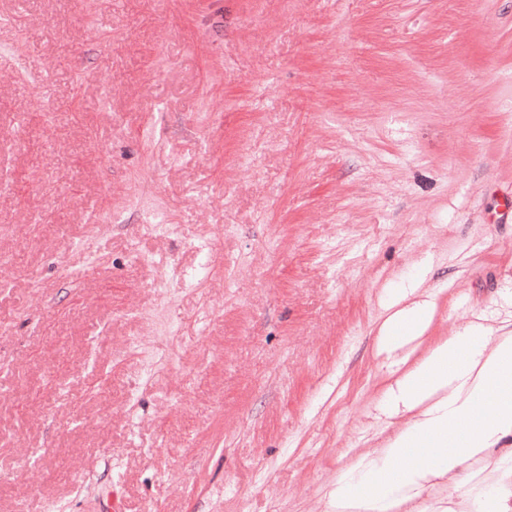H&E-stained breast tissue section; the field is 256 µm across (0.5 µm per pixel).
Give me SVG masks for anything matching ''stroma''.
I'll return each mask as SVG.
<instances>
[{
  "instance_id": "stroma-1",
  "label": "stroma",
  "mask_w": 512,
  "mask_h": 512,
  "mask_svg": "<svg viewBox=\"0 0 512 512\" xmlns=\"http://www.w3.org/2000/svg\"><path fill=\"white\" fill-rule=\"evenodd\" d=\"M510 200L512 0H0V512H325ZM423 282L421 275L415 276L409 286L400 288L386 306L390 313L379 327V341L388 353L423 337L433 322L436 309L430 295L427 300L404 304Z\"/></svg>"
}]
</instances>
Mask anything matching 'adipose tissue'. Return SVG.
I'll return each instance as SVG.
<instances>
[{
	"label": "adipose tissue",
	"mask_w": 512,
	"mask_h": 512,
	"mask_svg": "<svg viewBox=\"0 0 512 512\" xmlns=\"http://www.w3.org/2000/svg\"><path fill=\"white\" fill-rule=\"evenodd\" d=\"M422 282L415 276L388 302L383 350L398 351L430 328L434 301L413 298ZM385 404L402 424L337 479L327 495L331 512H398L434 480L467 485L472 461L512 437V336L474 323L436 342L387 387Z\"/></svg>",
	"instance_id": "1"
}]
</instances>
